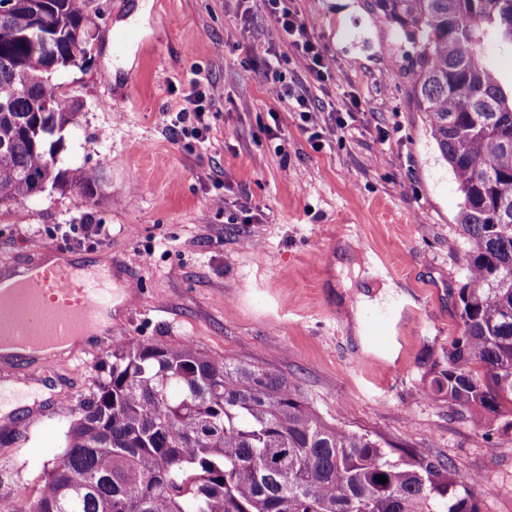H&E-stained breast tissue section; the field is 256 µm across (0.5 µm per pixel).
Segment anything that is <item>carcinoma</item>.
<instances>
[{
    "label": "carcinoma",
    "mask_w": 512,
    "mask_h": 512,
    "mask_svg": "<svg viewBox=\"0 0 512 512\" xmlns=\"http://www.w3.org/2000/svg\"><path fill=\"white\" fill-rule=\"evenodd\" d=\"M33 0L0 26V204L35 186L91 195L95 175L61 168L80 105L44 86L89 49L88 0H46L35 50ZM417 46L411 92L463 203L462 330L439 394L481 421L512 407V91L485 46H512V0H374ZM63 455L44 465L32 512H482L478 480L319 414L288 378L192 344L131 340L83 400ZM387 482L380 483L377 477Z\"/></svg>",
    "instance_id": "obj_1"
}]
</instances>
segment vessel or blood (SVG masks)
<instances>
[{
	"label": "vessel or blood",
	"instance_id": "vessel-or-blood-1",
	"mask_svg": "<svg viewBox=\"0 0 512 512\" xmlns=\"http://www.w3.org/2000/svg\"><path fill=\"white\" fill-rule=\"evenodd\" d=\"M18 281L11 297L0 294V346H61L93 330L113 300L103 272L70 263L31 261L12 268Z\"/></svg>",
	"mask_w": 512,
	"mask_h": 512
}]
</instances>
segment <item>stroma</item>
I'll list each match as a JSON object with an SVG mask.
<instances>
[{
    "label": "stroma",
    "mask_w": 512,
    "mask_h": 512,
    "mask_svg": "<svg viewBox=\"0 0 512 512\" xmlns=\"http://www.w3.org/2000/svg\"><path fill=\"white\" fill-rule=\"evenodd\" d=\"M367 2L292 0L326 54L319 82L264 0H90L92 60L54 82L83 112L63 165L98 179L88 197L0 206V258L111 262L134 304L114 307L111 336L33 366L50 394L0 422V512H30L44 463L131 340L257 362L325 418L476 477L483 512H512V432L462 417L431 387L461 331L463 199L411 94L415 50ZM276 74L320 115L360 110L313 147L298 111L268 96ZM193 77L224 91L204 150L168 131ZM73 224L106 233L72 244Z\"/></svg>",
    "instance_id": "obj_1"
}]
</instances>
